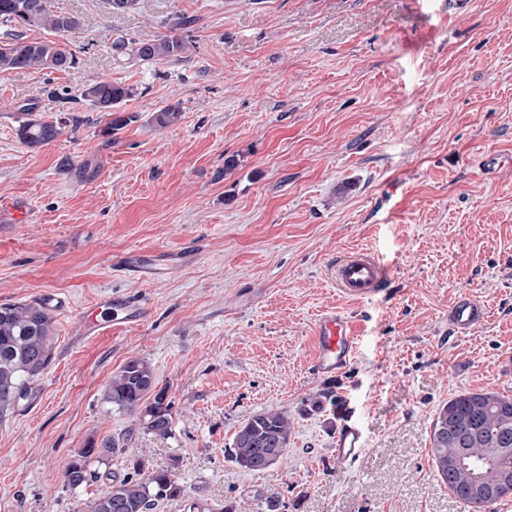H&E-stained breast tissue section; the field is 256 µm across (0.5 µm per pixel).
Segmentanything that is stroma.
<instances>
[{
  "label": "stroma",
  "mask_w": 512,
  "mask_h": 512,
  "mask_svg": "<svg viewBox=\"0 0 512 512\" xmlns=\"http://www.w3.org/2000/svg\"><path fill=\"white\" fill-rule=\"evenodd\" d=\"M50 2L83 23L79 62L0 73V201L21 213L0 221V303L53 291L68 309L54 316L52 366L0 422V512H88L106 477L73 491L61 471L106 436L126 445L109 475L145 458L208 510L276 497L282 512H462L430 435L462 391L512 397V0ZM188 17L183 57L113 56L112 35L154 39ZM95 80L134 88L133 122L104 138L84 105L83 124L49 145L19 140V106L57 120L47 89ZM167 105L182 119L161 129L151 116ZM128 250L181 265L149 282L113 274L111 255ZM358 251L389 278L357 301L331 267ZM103 293L141 301L147 319L79 335ZM461 296L487 310L463 335L448 324ZM329 312L360 337L330 379L311 370ZM134 357L172 403L171 438L105 398ZM316 393L329 400L308 411ZM272 408L293 423L288 454L242 471L233 434ZM347 419L366 446L339 469Z\"/></svg>",
  "instance_id": "stroma-1"
}]
</instances>
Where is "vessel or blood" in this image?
Segmentation results:
<instances>
[{
    "mask_svg": "<svg viewBox=\"0 0 512 512\" xmlns=\"http://www.w3.org/2000/svg\"><path fill=\"white\" fill-rule=\"evenodd\" d=\"M117 273H128L149 281L161 273L160 267L147 254L128 252L111 261ZM385 280L383 267L366 255L348 256L336 264V283L344 292L364 297L380 288ZM148 309L140 301L117 294H101L91 310L81 318L83 334H99L118 325H137L147 317ZM486 315L479 302L464 297L448 312V321L454 331L467 332L480 324ZM314 337L316 350L311 367L315 374L336 376L353 361L357 349V334L348 318L333 313L320 316ZM365 447V436L355 423L344 422L336 434L333 457L337 467L355 462Z\"/></svg>",
    "mask_w": 512,
    "mask_h": 512,
    "instance_id": "b4317fda",
    "label": "vessel or blood"
}]
</instances>
